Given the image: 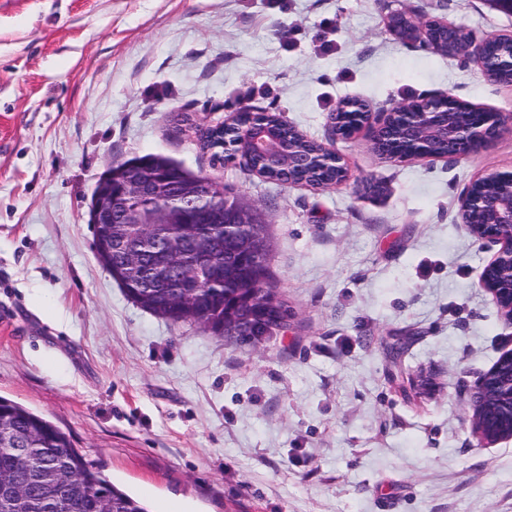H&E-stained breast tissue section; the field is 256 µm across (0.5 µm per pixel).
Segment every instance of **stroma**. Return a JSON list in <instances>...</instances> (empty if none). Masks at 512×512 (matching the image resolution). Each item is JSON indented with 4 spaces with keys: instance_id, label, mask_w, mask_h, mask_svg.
<instances>
[{
    "instance_id": "obj_1",
    "label": "stroma",
    "mask_w": 512,
    "mask_h": 512,
    "mask_svg": "<svg viewBox=\"0 0 512 512\" xmlns=\"http://www.w3.org/2000/svg\"><path fill=\"white\" fill-rule=\"evenodd\" d=\"M512 33L485 0H0V397L52 420L149 512H512V439L479 447L463 391L512 349L459 215L512 168L341 140L347 98L512 86L403 43L393 13ZM275 112L342 159L313 189L214 161L194 126ZM157 153L258 208L288 326L232 343L130 301L89 223L110 161Z\"/></svg>"
}]
</instances>
